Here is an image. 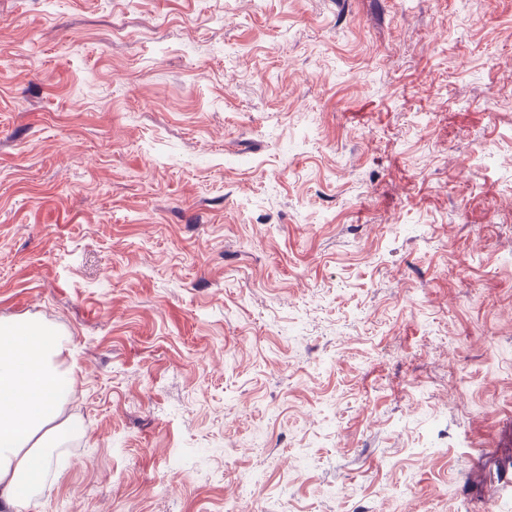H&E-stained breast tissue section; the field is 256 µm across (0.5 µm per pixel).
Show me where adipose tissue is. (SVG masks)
Instances as JSON below:
<instances>
[{
	"label": "adipose tissue",
	"mask_w": 512,
	"mask_h": 512,
	"mask_svg": "<svg viewBox=\"0 0 512 512\" xmlns=\"http://www.w3.org/2000/svg\"><path fill=\"white\" fill-rule=\"evenodd\" d=\"M67 349L42 323L0 321V512L43 486L50 466L46 448L71 434L61 419L73 384L60 368Z\"/></svg>",
	"instance_id": "adipose-tissue-1"
}]
</instances>
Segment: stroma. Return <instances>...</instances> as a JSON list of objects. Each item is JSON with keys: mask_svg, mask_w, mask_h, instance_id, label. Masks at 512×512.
I'll return each instance as SVG.
<instances>
[{"mask_svg": "<svg viewBox=\"0 0 512 512\" xmlns=\"http://www.w3.org/2000/svg\"><path fill=\"white\" fill-rule=\"evenodd\" d=\"M28 319L15 512H512V0H0ZM67 344L39 322L0 321V509H12L43 486L45 448L65 442L60 421L74 379L60 369Z\"/></svg>", "mask_w": 512, "mask_h": 512, "instance_id": "1", "label": "stroma"}]
</instances>
